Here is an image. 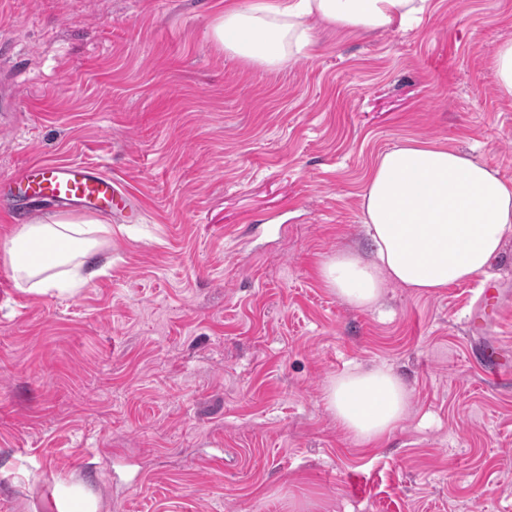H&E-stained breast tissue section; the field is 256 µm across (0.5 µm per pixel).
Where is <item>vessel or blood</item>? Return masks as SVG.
Returning <instances> with one entry per match:
<instances>
[{
	"label": "vessel or blood",
	"mask_w": 512,
	"mask_h": 512,
	"mask_svg": "<svg viewBox=\"0 0 512 512\" xmlns=\"http://www.w3.org/2000/svg\"><path fill=\"white\" fill-rule=\"evenodd\" d=\"M14 184L23 187L28 196L62 203H80L97 213L119 209L115 181L88 163H32L19 169L10 179L1 181L0 191ZM480 304L484 317L473 320L472 329L476 332L483 328L484 318L496 316L501 311V291L495 282L484 285ZM474 364L488 382L496 385L501 384L506 374L512 372V362L495 345L484 346L481 353L475 356Z\"/></svg>",
	"instance_id": "obj_1"
}]
</instances>
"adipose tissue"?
Here are the masks:
<instances>
[{
	"label": "adipose tissue",
	"instance_id": "adipose-tissue-1",
	"mask_svg": "<svg viewBox=\"0 0 512 512\" xmlns=\"http://www.w3.org/2000/svg\"><path fill=\"white\" fill-rule=\"evenodd\" d=\"M428 0H249L226 5L212 23L215 45L241 61L275 70L310 56L303 19L329 28L385 31L419 23ZM370 249L342 250L320 269L325 287L366 308L395 283L436 292L483 273L512 237V180L442 142L408 139L376 159L361 193ZM111 225L82 214H55L22 225L5 257L18 288L45 294L85 286L88 265ZM327 406L362 444L389 434L404 418L408 393L385 368H355L331 380Z\"/></svg>",
	"mask_w": 512,
	"mask_h": 512
}]
</instances>
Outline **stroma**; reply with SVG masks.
<instances>
[{
  "instance_id": "obj_1",
  "label": "stroma",
  "mask_w": 512,
  "mask_h": 512,
  "mask_svg": "<svg viewBox=\"0 0 512 512\" xmlns=\"http://www.w3.org/2000/svg\"><path fill=\"white\" fill-rule=\"evenodd\" d=\"M224 0H0V179L85 162L141 200L107 270L17 288L0 252V512H512V383L476 371L472 282L344 303L319 276L368 250L360 194L407 139L512 179V100L489 68L512 0H430L371 34L310 21L277 71L218 50ZM484 279L512 356V239ZM390 369L410 406L381 440L326 388Z\"/></svg>"
}]
</instances>
